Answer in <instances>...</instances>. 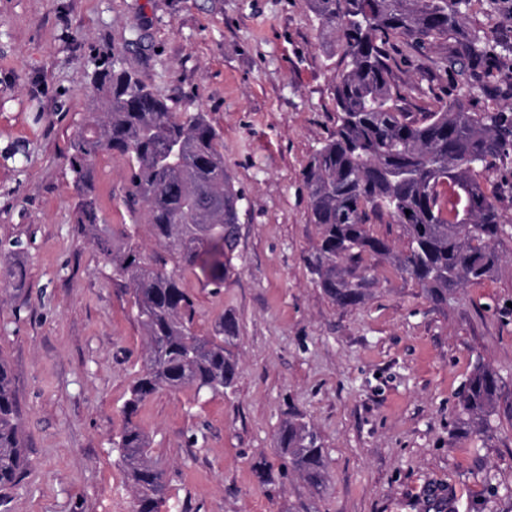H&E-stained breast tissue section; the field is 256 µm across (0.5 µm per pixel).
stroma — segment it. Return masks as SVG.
I'll return each instance as SVG.
<instances>
[{"label": "stroma", "mask_w": 512, "mask_h": 512, "mask_svg": "<svg viewBox=\"0 0 512 512\" xmlns=\"http://www.w3.org/2000/svg\"><path fill=\"white\" fill-rule=\"evenodd\" d=\"M466 27L507 44L481 74L477 108L511 102L512 0H472ZM407 108L430 107L440 50L393 51ZM124 68L170 105L206 112L245 200L234 271L223 287L181 273L208 334L240 325L227 395L160 391L135 420L166 485L159 512H512V159L483 171L507 232L490 277L437 306L411 278L366 258L370 294L336 306L306 258L319 239L301 170L336 125L330 87L342 66L308 0H0V357L12 371L26 459L0 512H132L114 440L146 336L98 247L75 229V134L99 112L95 69ZM134 161L101 152L99 215L121 226ZM500 377L490 428L464 426L476 365ZM319 434L327 480L314 492L285 468L275 437L289 410ZM271 474L260 482L257 466Z\"/></svg>", "instance_id": "obj_1"}]
</instances>
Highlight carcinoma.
Returning a JSON list of instances; mask_svg holds the SVG:
<instances>
[{"instance_id": "cac0c4a2", "label": "carcinoma", "mask_w": 512, "mask_h": 512, "mask_svg": "<svg viewBox=\"0 0 512 512\" xmlns=\"http://www.w3.org/2000/svg\"><path fill=\"white\" fill-rule=\"evenodd\" d=\"M308 2L321 31L337 35L344 61L331 84L336 127L302 169L308 220L319 231L310 272L334 304L352 307L369 294L360 263L367 256L387 260L432 303L444 304L454 288L490 276L498 261L493 245L506 230L479 171L512 157V108L477 112L471 105L478 69L497 58V47L464 26L470 0ZM392 40L449 50L436 66L460 67L468 92L449 101L435 97L422 118L409 117L387 50ZM91 82L102 94L105 119L71 144L69 164L80 189L77 231L95 241L128 288L133 318L145 330L142 369L115 448L134 489L133 512H158L163 471L133 417L161 389L224 395L235 388L238 319L226 314L212 335L197 334L180 272L198 269L207 283L224 286L234 269L244 197L224 169L221 134L206 113L176 110L115 57ZM105 150L136 161L123 196L133 223L119 233L100 219L91 190L94 160ZM142 216L160 245L149 255L136 224ZM383 218L401 225L403 250L371 233L372 220ZM498 388L491 369L470 375L462 402L470 422L487 421ZM276 446L314 490L325 486L324 448L301 413L288 412ZM24 466L17 396L0 358V491L22 481Z\"/></svg>"}]
</instances>
